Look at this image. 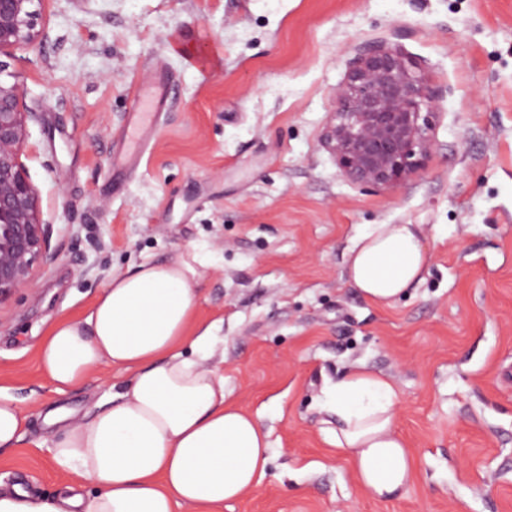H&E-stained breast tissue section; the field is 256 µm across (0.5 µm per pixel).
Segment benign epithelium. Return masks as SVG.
I'll return each instance as SVG.
<instances>
[{"label": "benign epithelium", "instance_id": "7a95c632", "mask_svg": "<svg viewBox=\"0 0 512 512\" xmlns=\"http://www.w3.org/2000/svg\"><path fill=\"white\" fill-rule=\"evenodd\" d=\"M0 0V55L35 40L34 3ZM397 47L374 43L350 59L325 132L340 175L388 191L410 183L433 148L429 120L439 98ZM26 87L0 60V303L30 286L34 265L56 261L53 225L40 219L38 194L21 161L27 144Z\"/></svg>", "mask_w": 512, "mask_h": 512}]
</instances>
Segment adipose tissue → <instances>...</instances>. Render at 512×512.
Returning a JSON list of instances; mask_svg holds the SVG:
<instances>
[{"label":"adipose tissue","instance_id":"adipose-tissue-1","mask_svg":"<svg viewBox=\"0 0 512 512\" xmlns=\"http://www.w3.org/2000/svg\"><path fill=\"white\" fill-rule=\"evenodd\" d=\"M431 255L419 224H376L350 250L347 275L369 301L391 305L420 284ZM204 265L195 248L167 262L113 275L87 314L64 317L37 345L42 377L58 394L90 382L101 367L128 371L85 421L50 410L51 450L62 482L46 496L0 484V512H222L258 489L271 458L259 420L226 400L206 362L212 326L196 321ZM398 394L362 367L327 384L315 407L328 443L379 501L410 487L413 459L401 436ZM29 413L0 392V451L25 438Z\"/></svg>","mask_w":512,"mask_h":512}]
</instances>
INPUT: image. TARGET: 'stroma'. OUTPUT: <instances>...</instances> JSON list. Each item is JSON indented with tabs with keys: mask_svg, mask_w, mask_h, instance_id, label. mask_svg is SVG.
Wrapping results in <instances>:
<instances>
[{
	"mask_svg": "<svg viewBox=\"0 0 512 512\" xmlns=\"http://www.w3.org/2000/svg\"><path fill=\"white\" fill-rule=\"evenodd\" d=\"M38 26L10 64L57 259L0 304V385L31 414L0 482L54 493L44 408L85 414L125 376L55 394L41 336L112 275L194 246L208 365L272 447L263 485L223 512H512V0H43ZM377 42L441 92L431 157L394 192L346 182L323 143L349 59ZM158 64L167 106L130 168L131 103ZM375 224L423 225L432 252L385 307L346 273ZM359 365L396 386L415 459L391 502L364 493L314 408Z\"/></svg>",
	"mask_w": 512,
	"mask_h": 512,
	"instance_id": "obj_1",
	"label": "stroma"
}]
</instances>
